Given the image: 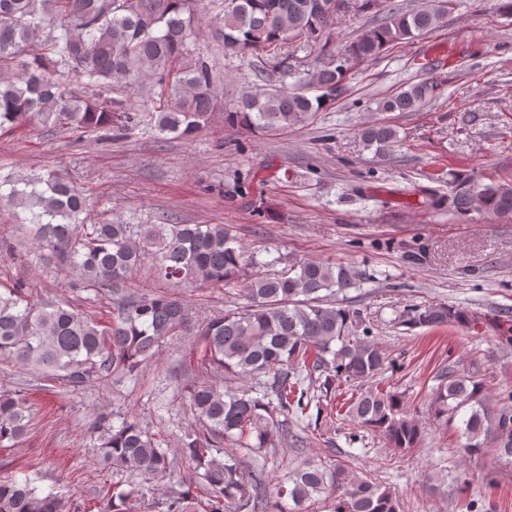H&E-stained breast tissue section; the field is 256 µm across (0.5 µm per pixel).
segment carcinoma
<instances>
[{"label":"carcinoma","instance_id":"carcinoma-1","mask_svg":"<svg viewBox=\"0 0 512 512\" xmlns=\"http://www.w3.org/2000/svg\"><path fill=\"white\" fill-rule=\"evenodd\" d=\"M200 0H0V134L26 124L62 125L75 133L105 132L123 138L149 122L160 136L188 137L208 124L217 108L224 124L275 136L308 121L335 101L352 64L378 58L389 48L441 24L436 5L411 9L387 5L384 18L344 47L333 39L336 17L347 0H223L213 35L224 52L264 55L271 68L290 71L288 43L309 49L304 85L244 93L218 100L221 78L209 58L194 55ZM151 84L146 104L126 108L119 96ZM442 84L430 76L378 101L379 112H415ZM315 95H308V90ZM366 149L384 157L399 142L386 121L360 130ZM13 207L30 261L64 256L93 288L119 292L134 272L151 262L159 277L177 286L243 285L245 303L222 315L195 319L171 294L128 295L115 303L112 322L101 324L60 302L32 303L18 283L0 290V359L80 386L135 378L161 344L189 327L203 355L188 390L199 428L180 439L193 482H173L159 512H309L324 496L330 512H401L396 492L367 478L350 477L339 464L300 462L275 495L261 488L259 459L288 436V418L320 428L321 402L347 384L349 422L394 448H413L421 436L396 392L373 385L388 357L368 334L358 335L357 312L329 297L359 286L362 273L344 265L299 261L278 273H247L256 255L237 244L222 224L86 223L91 201L53 175L19 178L0 171V202ZM448 210L461 216L512 217V184L453 176ZM407 328L469 326L464 310L446 303L415 306L399 316ZM496 323L501 342L512 345V311ZM250 379L251 386L225 387ZM431 409L435 419L457 426L464 451L479 457L489 443L512 460V406L496 407L482 380L457 364L437 375ZM316 414H310V409ZM29 400L0 392V448L27 433ZM100 456L116 470L164 478L176 471L168 449L135 417L119 425L97 422ZM131 492H103L102 512H128ZM0 512H64L56 494L29 478L0 481Z\"/></svg>","mask_w":512,"mask_h":512}]
</instances>
